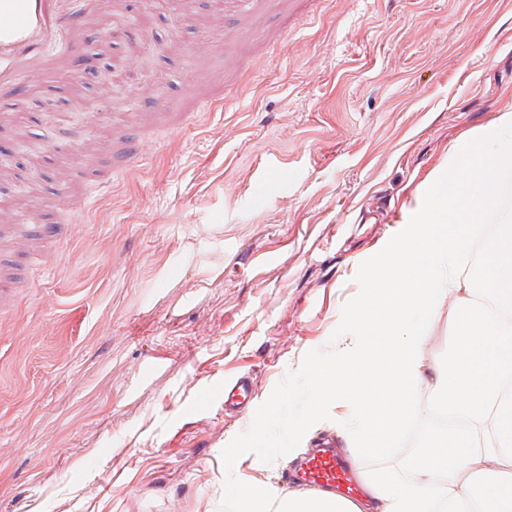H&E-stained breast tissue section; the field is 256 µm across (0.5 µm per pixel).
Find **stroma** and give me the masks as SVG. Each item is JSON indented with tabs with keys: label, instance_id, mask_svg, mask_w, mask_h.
I'll use <instances>...</instances> for the list:
<instances>
[{
	"label": "stroma",
	"instance_id": "35a3bbf8",
	"mask_svg": "<svg viewBox=\"0 0 512 512\" xmlns=\"http://www.w3.org/2000/svg\"><path fill=\"white\" fill-rule=\"evenodd\" d=\"M176 0L107 4L94 51L124 91L74 73L0 93V146L31 174L0 222L56 224L0 300V512H227L226 487L288 494L287 471L343 409L267 464L222 451L307 352L332 339L362 262L404 229L452 153L512 113V0H319L270 10L228 46L222 0L174 24ZM223 83L168 127L156 110ZM144 131L133 167L108 162ZM83 201L67 209L66 199ZM255 382L224 412V383Z\"/></svg>",
	"mask_w": 512,
	"mask_h": 512
}]
</instances>
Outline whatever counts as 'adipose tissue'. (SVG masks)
Instances as JSON below:
<instances>
[{
    "label": "adipose tissue",
    "mask_w": 512,
    "mask_h": 512,
    "mask_svg": "<svg viewBox=\"0 0 512 512\" xmlns=\"http://www.w3.org/2000/svg\"><path fill=\"white\" fill-rule=\"evenodd\" d=\"M234 512H355L340 496L327 491L296 489L281 498L261 484H241L230 493Z\"/></svg>",
    "instance_id": "adipose-tissue-1"
}]
</instances>
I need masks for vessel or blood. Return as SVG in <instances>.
Returning <instances> with one entry per match:
<instances>
[{
	"label": "vessel or blood",
	"instance_id": "vessel-or-blood-1",
	"mask_svg": "<svg viewBox=\"0 0 512 512\" xmlns=\"http://www.w3.org/2000/svg\"><path fill=\"white\" fill-rule=\"evenodd\" d=\"M99 0H0V87L17 90L50 73L76 70L86 52L83 28L98 10ZM254 392L242 376L224 384L225 411L238 412ZM293 483L330 489L357 499L361 487L345 449L325 442L306 457Z\"/></svg>",
	"mask_w": 512,
	"mask_h": 512
}]
</instances>
